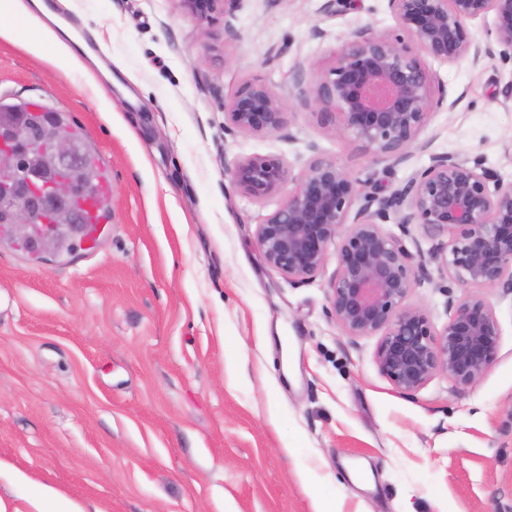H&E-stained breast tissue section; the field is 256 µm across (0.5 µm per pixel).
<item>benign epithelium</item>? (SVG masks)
Listing matches in <instances>:
<instances>
[{
    "instance_id": "7a95c632",
    "label": "benign epithelium",
    "mask_w": 512,
    "mask_h": 512,
    "mask_svg": "<svg viewBox=\"0 0 512 512\" xmlns=\"http://www.w3.org/2000/svg\"><path fill=\"white\" fill-rule=\"evenodd\" d=\"M209 26L227 0H176ZM394 32L366 25L352 31L329 66L313 71L312 83L283 98L247 81L224 103L228 128L272 134L286 122L295 98L339 118L337 134H349L383 160L400 163L443 106L424 58L446 64L483 58L512 59V0H386ZM492 19L494 42L481 43L469 24ZM34 142L25 127L0 134V209L14 232L37 248L57 226L82 221L75 173L81 156L68 128L52 122ZM238 191L256 203L280 194L282 202L257 228L266 263L293 281H309L336 246L329 285L331 314L349 336H377L380 373L403 394H412L440 373L467 389L496 361L501 326L482 294L448 298L447 322L436 328L430 312L407 302L429 279L425 256L438 261L465 288L512 295V182L483 166L479 157L439 153L401 187L362 200L360 183L335 161L313 156L293 175L280 157H251L230 171ZM45 220L32 234L35 216ZM397 218L403 235L420 225L432 241L412 253L382 227ZM447 237L441 241V237Z\"/></svg>"
}]
</instances>
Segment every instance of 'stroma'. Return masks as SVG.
<instances>
[{
  "instance_id": "obj_1",
  "label": "stroma",
  "mask_w": 512,
  "mask_h": 512,
  "mask_svg": "<svg viewBox=\"0 0 512 512\" xmlns=\"http://www.w3.org/2000/svg\"><path fill=\"white\" fill-rule=\"evenodd\" d=\"M53 31L92 43L62 63L33 23L0 16V99L66 113L112 175V224L92 250L0 244V504L47 491L81 512H512V300L472 387L435 376L400 393L377 337L346 335L327 297L335 257L305 283L269 267L254 203L229 171L253 156L299 172L315 155L364 194L403 185L435 153L481 157L512 181V62H430L435 109L398 165L318 108L273 134L230 131L246 81L279 94L327 67L354 29L386 32L385 0H230L210 37L176 0H44ZM324 37H315V30ZM409 304L436 326L467 290L427 260Z\"/></svg>"
}]
</instances>
